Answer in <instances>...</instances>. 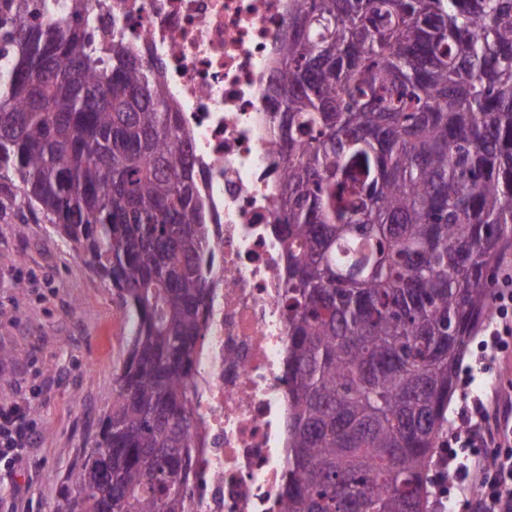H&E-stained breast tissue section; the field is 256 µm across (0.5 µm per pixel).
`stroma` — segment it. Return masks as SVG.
Wrapping results in <instances>:
<instances>
[{
  "label": "stroma",
  "mask_w": 512,
  "mask_h": 512,
  "mask_svg": "<svg viewBox=\"0 0 512 512\" xmlns=\"http://www.w3.org/2000/svg\"><path fill=\"white\" fill-rule=\"evenodd\" d=\"M129 323L111 286L89 271L53 225L34 220L20 195L0 190V403L28 399L38 438L21 477L27 512H53L112 402V375L127 355ZM471 336L448 399L495 383L512 393V349L477 363Z\"/></svg>",
  "instance_id": "obj_1"
}]
</instances>
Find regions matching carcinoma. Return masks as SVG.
Masks as SVG:
<instances>
[{
	"label": "carcinoma",
	"instance_id": "cac0c4a2",
	"mask_svg": "<svg viewBox=\"0 0 512 512\" xmlns=\"http://www.w3.org/2000/svg\"><path fill=\"white\" fill-rule=\"evenodd\" d=\"M90 0H0V188L128 314L112 405L55 512H182L214 248L164 86ZM273 115L288 310L279 512H430L488 277L512 249V0H290Z\"/></svg>",
	"mask_w": 512,
	"mask_h": 512
}]
</instances>
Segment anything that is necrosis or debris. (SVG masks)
<instances>
[{"label":"necrosis or debris","instance_id":"obj_1","mask_svg":"<svg viewBox=\"0 0 512 512\" xmlns=\"http://www.w3.org/2000/svg\"><path fill=\"white\" fill-rule=\"evenodd\" d=\"M89 8L165 86L217 247L184 512H279L289 467L288 312L271 86L288 0H91Z\"/></svg>","mask_w":512,"mask_h":512}]
</instances>
